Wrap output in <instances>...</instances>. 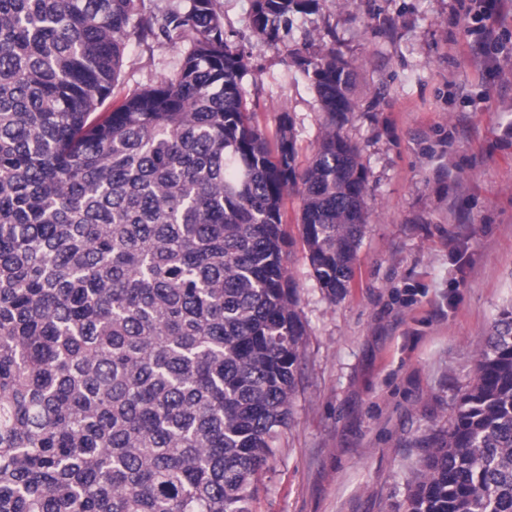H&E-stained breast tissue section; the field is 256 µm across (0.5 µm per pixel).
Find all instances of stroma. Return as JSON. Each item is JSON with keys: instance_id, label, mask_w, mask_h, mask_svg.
Instances as JSON below:
<instances>
[{"instance_id": "1", "label": "stroma", "mask_w": 512, "mask_h": 512, "mask_svg": "<svg viewBox=\"0 0 512 512\" xmlns=\"http://www.w3.org/2000/svg\"><path fill=\"white\" fill-rule=\"evenodd\" d=\"M251 5L217 0L246 55L248 111L270 136L289 113L305 166L322 116L295 59L336 50L357 71L344 132L369 172V221L342 299L319 288L297 240L298 199L285 200L303 378L251 509L406 512L423 440L447 428L478 346L512 304V56L485 77L459 0H318L275 42L254 33ZM179 64L174 43L131 40L114 99Z\"/></svg>"}]
</instances>
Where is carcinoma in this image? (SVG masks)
Listing matches in <instances>:
<instances>
[{"label":"carcinoma","mask_w":512,"mask_h":512,"mask_svg":"<svg viewBox=\"0 0 512 512\" xmlns=\"http://www.w3.org/2000/svg\"><path fill=\"white\" fill-rule=\"evenodd\" d=\"M306 0H252L275 42ZM183 43L112 102L130 37ZM322 134L247 111L215 0H0V512H251L291 424L306 326L285 197L314 279L351 288L368 172L343 132L355 68L296 60ZM407 512H512V306L483 342Z\"/></svg>","instance_id":"1"}]
</instances>
